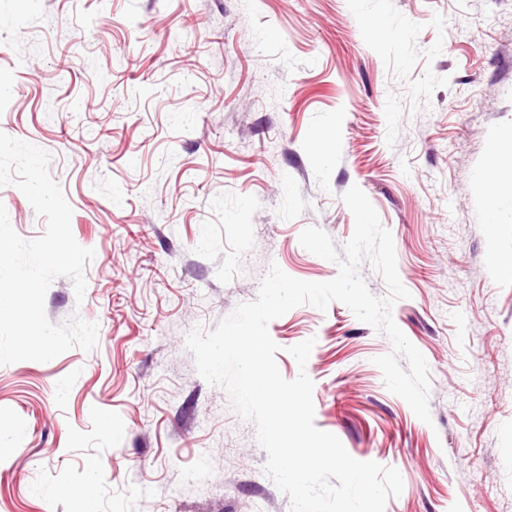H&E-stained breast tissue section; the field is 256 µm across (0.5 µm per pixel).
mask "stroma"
<instances>
[{
	"label": "stroma",
	"instance_id": "1",
	"mask_svg": "<svg viewBox=\"0 0 512 512\" xmlns=\"http://www.w3.org/2000/svg\"><path fill=\"white\" fill-rule=\"evenodd\" d=\"M0 79V131L50 154L95 252L83 300L57 278L46 315L99 326L93 351L0 365V512H74L59 489L92 463L96 512H289L185 339L271 265L333 279L299 235L343 248L353 186L392 233L410 293L392 317L428 363L432 421L339 302L269 323L279 371L315 338V424L399 470L385 512H512V211L489 224L482 177L512 168V0H0ZM0 204L43 235L16 186Z\"/></svg>",
	"mask_w": 512,
	"mask_h": 512
}]
</instances>
